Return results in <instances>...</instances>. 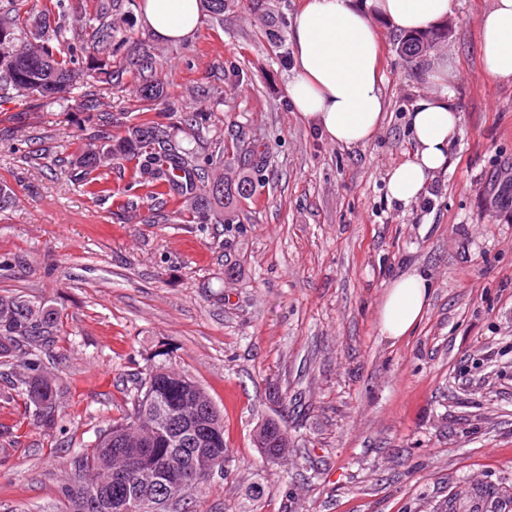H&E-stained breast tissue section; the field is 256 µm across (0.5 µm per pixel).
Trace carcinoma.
I'll return each mask as SVG.
<instances>
[{"label": "carcinoma", "instance_id": "cac0c4a2", "mask_svg": "<svg viewBox=\"0 0 512 512\" xmlns=\"http://www.w3.org/2000/svg\"><path fill=\"white\" fill-rule=\"evenodd\" d=\"M112 3L96 5L84 29L71 32L62 26L48 29L50 13L43 25L29 26L20 8L0 11V100L22 98L28 103H66L77 111L91 112L103 105L86 91L89 82L112 86V58L121 50L125 37L112 32L109 18ZM448 37L440 26L404 36L398 49L407 57L422 55V48ZM144 85L145 97L159 100L164 95L166 75L149 54L131 62ZM242 153L238 145L224 146L219 139L214 149L182 148L166 131L150 123L125 127L115 137L101 131L82 142L71 165L74 181L96 197L106 192L102 170L112 161L135 162L133 183L155 199L171 191L184 198L185 209L176 216H188L190 224H230L233 210L257 193V184L243 176L233 183L216 178L212 166L224 163L227 154ZM23 159L48 167L58 162L49 149L26 151ZM53 313L35 307L18 295H0V364L19 347L33 345L40 336L53 335ZM26 373L18 379L17 392L25 408H34L45 425L54 424L57 387L42 374L39 354L28 351ZM209 430L214 442L192 457L181 446L198 431ZM256 447L273 464L288 462V429L280 421L265 420L256 432ZM183 457L198 466L195 481L185 486L169 463ZM228 450L224 445L223 417L206 391L193 378L173 371L164 363L153 364L140 377L131 408L101 432L94 445L84 448L69 462L61 486L67 512H141L142 502L155 496L146 483L150 473H163L167 490L155 512H170L178 496H202L216 472L224 471Z\"/></svg>", "mask_w": 512, "mask_h": 512}]
</instances>
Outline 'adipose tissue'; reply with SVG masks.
Returning a JSON list of instances; mask_svg holds the SVG:
<instances>
[{
	"mask_svg": "<svg viewBox=\"0 0 512 512\" xmlns=\"http://www.w3.org/2000/svg\"><path fill=\"white\" fill-rule=\"evenodd\" d=\"M453 11L454 0H305L290 23L294 76L287 95L294 111L329 140L366 144L385 111L372 17L400 33L427 29ZM141 16L152 33L171 43L191 38L202 21L199 0H142ZM481 58L489 78H512V0H492L484 13ZM433 80L437 93L420 97L409 114L413 151L388 173L389 193L402 205L416 201L430 179L447 170L450 148L462 134L445 60H435ZM430 292L421 273L394 278L379 311L382 334L392 340L409 335Z\"/></svg>",
	"mask_w": 512,
	"mask_h": 512,
	"instance_id": "1",
	"label": "adipose tissue"
}]
</instances>
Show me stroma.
<instances>
[{
	"mask_svg": "<svg viewBox=\"0 0 512 512\" xmlns=\"http://www.w3.org/2000/svg\"><path fill=\"white\" fill-rule=\"evenodd\" d=\"M302 0H226L182 43L155 38L140 10L123 55L149 51L167 96L141 97L121 65L104 91L112 118L173 127L209 118L202 137L269 145L253 199L233 224L152 223L154 203L113 172L111 198L68 180L67 158L96 123L58 105H0V294L51 309L42 345L59 387L55 423L24 410L14 376L0 377V512H64L71 455L121 417L136 379L167 356L195 378L224 419L229 458L208 494L181 512H435L499 487L512 512V79L482 68L480 17L490 0H455L446 41L409 59L399 33L380 38L382 126L364 146L327 140L293 112L289 22ZM447 59L463 133L414 203H395L387 173L413 149L409 112L435 90L426 72ZM27 112L26 122L11 116ZM55 147L64 165L38 170L11 147ZM418 270L429 306L408 336H382L392 279ZM275 418L292 435L287 466L254 446Z\"/></svg>",
	"mask_w": 512,
	"mask_h": 512,
	"instance_id": "35a3bbf8",
	"label": "stroma"
}]
</instances>
